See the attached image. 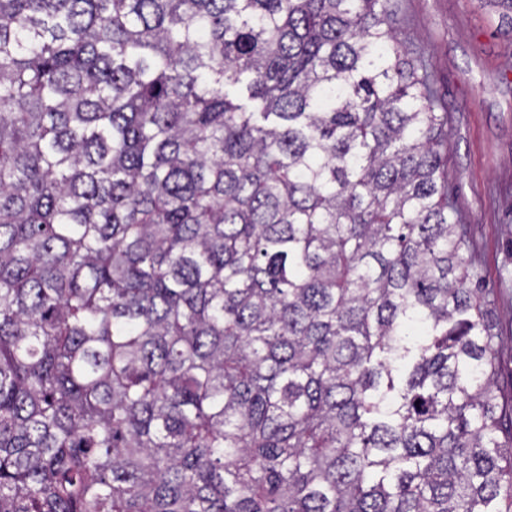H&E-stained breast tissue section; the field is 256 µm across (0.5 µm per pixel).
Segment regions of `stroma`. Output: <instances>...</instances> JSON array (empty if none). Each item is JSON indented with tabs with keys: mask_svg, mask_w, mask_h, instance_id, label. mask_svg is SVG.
I'll return each mask as SVG.
<instances>
[{
	"mask_svg": "<svg viewBox=\"0 0 512 512\" xmlns=\"http://www.w3.org/2000/svg\"><path fill=\"white\" fill-rule=\"evenodd\" d=\"M393 27L424 56L448 112V186L496 296L500 383L512 385V29L477 0H395Z\"/></svg>",
	"mask_w": 512,
	"mask_h": 512,
	"instance_id": "1",
	"label": "stroma"
}]
</instances>
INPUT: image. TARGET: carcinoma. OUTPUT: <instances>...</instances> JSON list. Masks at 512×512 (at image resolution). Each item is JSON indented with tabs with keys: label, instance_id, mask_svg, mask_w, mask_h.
Returning a JSON list of instances; mask_svg holds the SVG:
<instances>
[{
	"label": "carcinoma",
	"instance_id": "obj_1",
	"mask_svg": "<svg viewBox=\"0 0 512 512\" xmlns=\"http://www.w3.org/2000/svg\"><path fill=\"white\" fill-rule=\"evenodd\" d=\"M392 10L0 0V512H512Z\"/></svg>",
	"mask_w": 512,
	"mask_h": 512
}]
</instances>
